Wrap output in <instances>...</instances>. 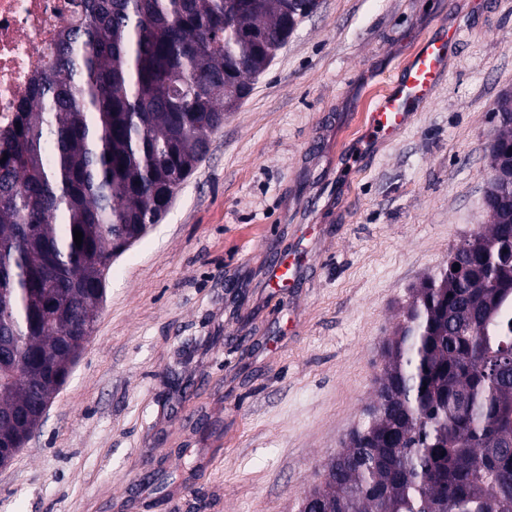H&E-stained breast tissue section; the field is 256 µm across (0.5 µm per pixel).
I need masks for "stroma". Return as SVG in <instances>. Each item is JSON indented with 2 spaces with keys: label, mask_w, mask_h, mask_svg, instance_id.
Wrapping results in <instances>:
<instances>
[{
  "label": "stroma",
  "mask_w": 512,
  "mask_h": 512,
  "mask_svg": "<svg viewBox=\"0 0 512 512\" xmlns=\"http://www.w3.org/2000/svg\"><path fill=\"white\" fill-rule=\"evenodd\" d=\"M319 0L160 221L0 467V512H299L364 420L414 288L487 223L512 0ZM463 29L394 141L340 169L414 48ZM309 232L294 287L271 260Z\"/></svg>",
  "instance_id": "1"
}]
</instances>
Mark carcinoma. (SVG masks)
I'll list each match as a JSON object with an SVG mask.
<instances>
[{
  "label": "carcinoma",
  "mask_w": 512,
  "mask_h": 512,
  "mask_svg": "<svg viewBox=\"0 0 512 512\" xmlns=\"http://www.w3.org/2000/svg\"><path fill=\"white\" fill-rule=\"evenodd\" d=\"M318 0H84L0 137V449L95 325L112 243L155 224ZM490 148L512 146V118ZM414 289L367 421L301 512H512V208ZM83 232L81 246L74 230ZM459 267L453 271V267Z\"/></svg>",
  "instance_id": "cac0c4a2"
}]
</instances>
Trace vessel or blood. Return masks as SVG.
I'll use <instances>...</instances> for the list:
<instances>
[{"mask_svg": "<svg viewBox=\"0 0 512 512\" xmlns=\"http://www.w3.org/2000/svg\"><path fill=\"white\" fill-rule=\"evenodd\" d=\"M458 26H446L429 36L415 51L397 78L375 103L369 117L363 150L375 143L395 140L412 118L428 104L448 73V60L460 41ZM307 256L305 243H297L287 259L273 262L268 280L277 287L295 282Z\"/></svg>", "mask_w": 512, "mask_h": 512, "instance_id": "vessel-or-blood-1", "label": "vessel or blood"}]
</instances>
